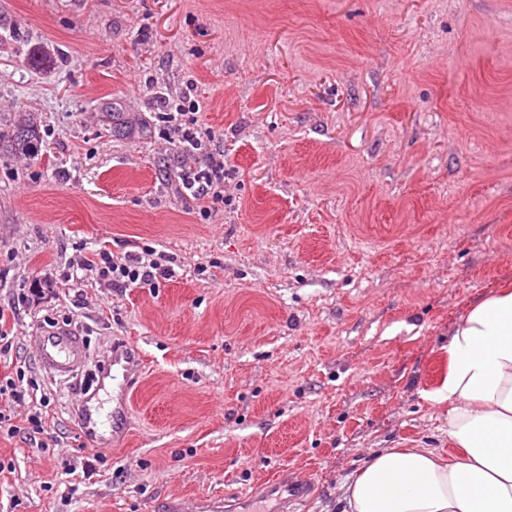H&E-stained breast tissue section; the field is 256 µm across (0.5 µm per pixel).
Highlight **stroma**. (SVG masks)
Returning a JSON list of instances; mask_svg holds the SVG:
<instances>
[{
  "label": "stroma",
  "instance_id": "obj_1",
  "mask_svg": "<svg viewBox=\"0 0 512 512\" xmlns=\"http://www.w3.org/2000/svg\"><path fill=\"white\" fill-rule=\"evenodd\" d=\"M190 92L224 150V203L191 211L156 114ZM0 307L53 270L142 247L157 288L94 276L17 308L46 434L0 433V512H167L297 467L306 512L382 448L448 449L429 394L472 301L512 282V0H0ZM90 358L35 361L44 318ZM135 343L102 458L75 410ZM11 132V133H10ZM5 139L14 143L20 153H35L40 148V136L37 126L31 119H22L12 130L0 131V145ZM138 355V348L134 343H126L125 345L112 346V369L121 370L123 383L122 389H130V383L133 380L132 374L138 371L139 359L136 358Z\"/></svg>",
  "mask_w": 512,
  "mask_h": 512
}]
</instances>
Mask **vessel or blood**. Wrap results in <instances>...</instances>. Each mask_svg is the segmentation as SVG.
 Masks as SVG:
<instances>
[{"label": "vessel or blood", "mask_w": 512, "mask_h": 512, "mask_svg": "<svg viewBox=\"0 0 512 512\" xmlns=\"http://www.w3.org/2000/svg\"><path fill=\"white\" fill-rule=\"evenodd\" d=\"M35 359L40 368L58 377H69L83 368L89 358L82 336L66 327L47 328L34 338ZM138 348L128 343L113 347L111 363L121 370L124 383H131L139 368ZM126 402H117L110 416L97 409H84L78 414V426L88 444H95L96 436L106 422L120 424L126 417ZM312 476L308 471L288 469L270 481L254 487L250 493L238 497L231 512H255L258 500L272 502L273 512H297L296 507L312 490Z\"/></svg>", "instance_id": "b4317fda"}]
</instances>
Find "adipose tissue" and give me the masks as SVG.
<instances>
[{"label":"adipose tissue","mask_w":512,"mask_h":512,"mask_svg":"<svg viewBox=\"0 0 512 512\" xmlns=\"http://www.w3.org/2000/svg\"><path fill=\"white\" fill-rule=\"evenodd\" d=\"M434 399L448 407L449 453L374 452L343 487L348 512H512V286L461 317Z\"/></svg>","instance_id":"1"}]
</instances>
